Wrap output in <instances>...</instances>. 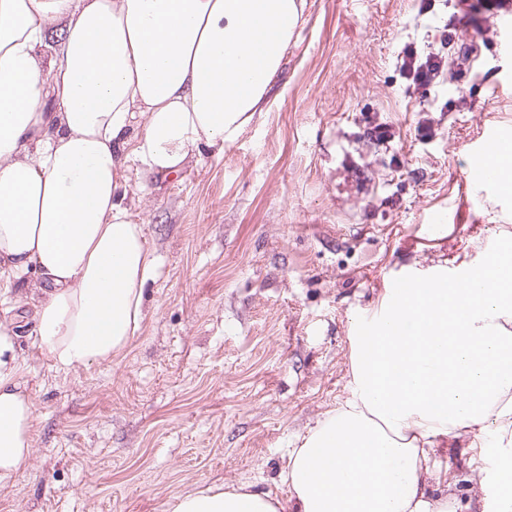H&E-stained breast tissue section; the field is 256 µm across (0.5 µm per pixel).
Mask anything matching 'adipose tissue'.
<instances>
[{
	"mask_svg": "<svg viewBox=\"0 0 512 512\" xmlns=\"http://www.w3.org/2000/svg\"><path fill=\"white\" fill-rule=\"evenodd\" d=\"M306 0H0V287L31 309L61 370L118 354L145 318L156 257L126 172L173 177L223 149L266 101ZM454 287L388 289L354 337L349 394L290 454L294 512H452L431 452L473 440L482 486L512 501V248ZM12 321H0V484L32 454ZM231 489L173 512H284Z\"/></svg>",
	"mask_w": 512,
	"mask_h": 512,
	"instance_id": "adipose-tissue-1",
	"label": "adipose tissue"
}]
</instances>
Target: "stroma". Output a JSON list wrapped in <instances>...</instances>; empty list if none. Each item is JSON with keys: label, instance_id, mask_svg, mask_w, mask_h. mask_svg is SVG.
<instances>
[{"label": "stroma", "instance_id": "35a3bbf8", "mask_svg": "<svg viewBox=\"0 0 512 512\" xmlns=\"http://www.w3.org/2000/svg\"><path fill=\"white\" fill-rule=\"evenodd\" d=\"M451 0H307L260 114L223 152L194 149L133 206L158 258L125 350L68 371L22 328L34 406L29 468L0 512H172L242 486L287 499L292 448L348 394L351 328L404 270L482 265L512 243V195L467 183L485 128L512 134V57L478 89L441 73L447 111L400 75L406 45L437 50ZM432 121L436 136L416 129ZM384 123L394 140L368 131ZM471 434L426 479L477 512Z\"/></svg>", "mask_w": 512, "mask_h": 512}]
</instances>
